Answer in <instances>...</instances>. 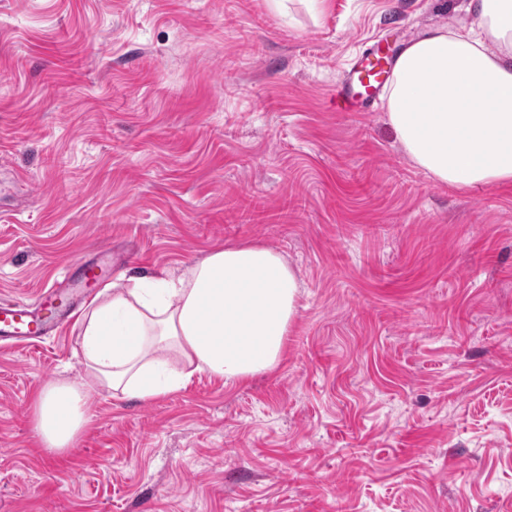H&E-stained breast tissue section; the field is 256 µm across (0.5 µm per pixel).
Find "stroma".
Returning <instances> with one entry per match:
<instances>
[{"mask_svg":"<svg viewBox=\"0 0 512 512\" xmlns=\"http://www.w3.org/2000/svg\"><path fill=\"white\" fill-rule=\"evenodd\" d=\"M464 2L0 0V298L251 241L303 281L274 370L104 394L60 456L31 407L82 375L79 314L0 347V512H512V185L438 184L334 102Z\"/></svg>","mask_w":512,"mask_h":512,"instance_id":"1","label":"stroma"}]
</instances>
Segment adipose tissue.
<instances>
[{
    "label": "adipose tissue",
    "mask_w": 512,
    "mask_h": 512,
    "mask_svg": "<svg viewBox=\"0 0 512 512\" xmlns=\"http://www.w3.org/2000/svg\"><path fill=\"white\" fill-rule=\"evenodd\" d=\"M472 27H432L398 55L386 92L390 126L437 182L512 183V0H469ZM301 284L260 243L209 252L180 275H133L80 321L78 381L44 386L33 405L43 448L62 453L101 391L148 401L205 372L227 382L273 370L298 313Z\"/></svg>",
    "instance_id": "adipose-tissue-1"
}]
</instances>
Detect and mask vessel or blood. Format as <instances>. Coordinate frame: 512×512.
I'll return each instance as SVG.
<instances>
[{
    "label": "vessel or blood",
    "mask_w": 512,
    "mask_h": 512,
    "mask_svg": "<svg viewBox=\"0 0 512 512\" xmlns=\"http://www.w3.org/2000/svg\"><path fill=\"white\" fill-rule=\"evenodd\" d=\"M394 59L381 49L362 53L336 86V108L368 112L391 77ZM70 298L60 290L42 294L37 303L0 301V341L24 342L48 335L63 323Z\"/></svg>",
    "instance_id": "vessel-or-blood-1"
}]
</instances>
